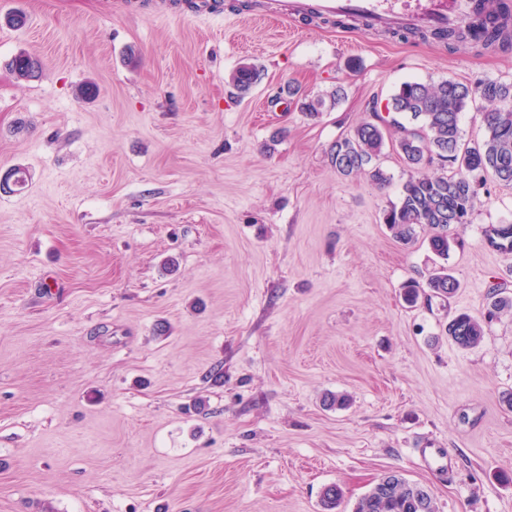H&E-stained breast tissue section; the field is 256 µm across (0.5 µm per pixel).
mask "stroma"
<instances>
[{
  "instance_id": "35a3bbf8",
  "label": "stroma",
  "mask_w": 512,
  "mask_h": 512,
  "mask_svg": "<svg viewBox=\"0 0 512 512\" xmlns=\"http://www.w3.org/2000/svg\"><path fill=\"white\" fill-rule=\"evenodd\" d=\"M120 2L0 0V512H323L331 484L352 512L389 470L437 512H512V314L446 334L512 294V185L455 226L458 291L411 306L442 262L383 222L395 131L385 186L328 159L403 83L512 82V51ZM338 86L315 119L288 94ZM8 66L19 79L27 80L37 77L41 62L35 55L22 50L11 58ZM259 78L260 70L255 65L244 64L231 74L230 83L240 95H246ZM449 339L459 348L476 346L483 338V322L467 313H460L453 317L446 327Z\"/></svg>"
}]
</instances>
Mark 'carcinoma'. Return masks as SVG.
Segmentation results:
<instances>
[{
  "label": "carcinoma",
  "mask_w": 512,
  "mask_h": 512,
  "mask_svg": "<svg viewBox=\"0 0 512 512\" xmlns=\"http://www.w3.org/2000/svg\"><path fill=\"white\" fill-rule=\"evenodd\" d=\"M415 36L433 39L448 48L471 47L481 50L505 48L512 44V23L495 21L481 23L474 29L417 31ZM20 79L37 77L40 60L21 50L8 63ZM260 70L251 64L240 66L230 76V83L239 94H247L259 80ZM476 97L492 108L484 113L485 135L481 142L469 148L461 137L460 115ZM387 115L373 113L374 119L359 124L352 135L336 141L329 159L340 175L352 178L362 173L383 185L387 175L378 164L385 143L384 131L394 128L398 137L394 147L410 176L403 186L399 201L384 214V223L393 237L411 242L421 224L434 230L429 239L432 252L440 259L448 258L455 243L453 230L458 224V211H473L478 195L473 177L476 170L489 172L498 180L512 183V82L486 80L476 87L455 80L406 82L386 105ZM439 163L440 172L426 174L424 170ZM491 244L505 254L512 253V224L491 228ZM458 289L457 280L441 264L428 279L427 289L416 281L404 286V299L409 304L419 298L446 299ZM505 312H512V296L493 291L485 313L491 322ZM483 321V322H485ZM483 322L467 313L453 317L446 327L449 339L466 349L480 343L484 335ZM342 499L340 488L324 487L321 504L325 512H333ZM353 512H436L434 495L422 496L416 483L400 477L389 487L372 486L356 503Z\"/></svg>",
  "instance_id": "carcinoma-1"
}]
</instances>
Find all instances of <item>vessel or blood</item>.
I'll return each instance as SVG.
<instances>
[{
  "label": "vessel or blood",
  "instance_id": "obj_1",
  "mask_svg": "<svg viewBox=\"0 0 512 512\" xmlns=\"http://www.w3.org/2000/svg\"><path fill=\"white\" fill-rule=\"evenodd\" d=\"M261 10L271 22L356 15L379 28L456 27L489 14L485 0H263Z\"/></svg>",
  "mask_w": 512,
  "mask_h": 512
}]
</instances>
